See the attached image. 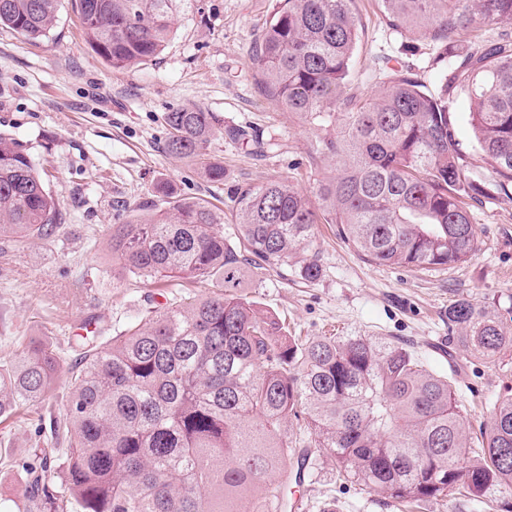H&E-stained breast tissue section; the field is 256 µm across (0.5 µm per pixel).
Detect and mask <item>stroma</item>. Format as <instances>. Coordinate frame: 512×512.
Returning <instances> with one entry per match:
<instances>
[{"mask_svg": "<svg viewBox=\"0 0 512 512\" xmlns=\"http://www.w3.org/2000/svg\"><path fill=\"white\" fill-rule=\"evenodd\" d=\"M276 0H194L174 25L166 48L131 69L112 68L86 42L73 0H62L48 37L24 38L0 27V132L31 155L59 200V233L23 243H0V362L23 343H53L64 361L45 403L0 423V512H24L23 464L43 447L40 417L62 412L68 398L67 366L79 351L75 334L89 321L112 336L167 300L212 292L187 277L142 284L114 277L107 246L113 225L155 203L157 183L172 195L203 198L223 209L225 238L237 233L232 209L237 193L286 179L315 198L329 172L317 159L318 140L335 125L314 127L277 108L253 68V47L269 25ZM359 42L351 62V94L368 97L371 74L385 59L408 65L426 83L436 44L429 32L390 26L379 0H355ZM199 107L222 121L208 149L223 163L224 181L209 182L197 161L166 150L168 112ZM228 124L252 128L273 150L258 157L250 146L225 140ZM478 248L461 264L427 269L379 266L364 260L319 225L311 249L320 277L301 280L291 270L257 271L246 289L256 309L285 320L291 335L373 336L416 351L427 367L448 373V306L459 297L512 304V199L484 201L471 209ZM457 397L463 421L478 431L490 402L512 393V351L490 364L458 351ZM287 512H512V488H501L492 510L448 497L413 508L339 477L328 458L311 455L302 482L285 488Z\"/></svg>", "mask_w": 512, "mask_h": 512, "instance_id": "obj_1", "label": "stroma"}]
</instances>
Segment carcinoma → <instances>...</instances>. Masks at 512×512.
<instances>
[{
    "instance_id": "obj_1",
    "label": "carcinoma",
    "mask_w": 512,
    "mask_h": 512,
    "mask_svg": "<svg viewBox=\"0 0 512 512\" xmlns=\"http://www.w3.org/2000/svg\"><path fill=\"white\" fill-rule=\"evenodd\" d=\"M89 45L114 68L159 55L192 0H74ZM388 22L423 28L440 44L429 87L409 70L378 68L379 92L357 98L347 78L358 39L353 0H277L258 37L256 75L275 104L317 126L332 120L318 157L335 174L317 184L318 206L285 179L245 188L235 200L236 242L224 212L202 198H169L112 225L120 275L139 282L189 275L216 282L206 298L165 303L137 324L77 338L64 411L40 418L64 448H41L26 465L28 512H273L271 476L296 449L286 427L307 422L312 447L339 474L407 501L462 488L492 501L512 487V394L491 402L482 447L462 423L456 387L412 351L370 336L288 335L243 289L252 269L298 266L320 275L308 250L318 224H335L365 260L438 268L477 249L470 208L512 198V31L465 53L460 31L512 27V0H380ZM61 0H0V27L32 40L53 30ZM469 94L476 146L494 161L471 178L450 103ZM220 119L198 107L166 115L167 150L206 155ZM58 200L29 153L0 132V240L56 233ZM512 309L460 298L448 305L451 343L489 363L512 351ZM60 368L49 344L31 340L0 364V418L45 401Z\"/></svg>"
}]
</instances>
